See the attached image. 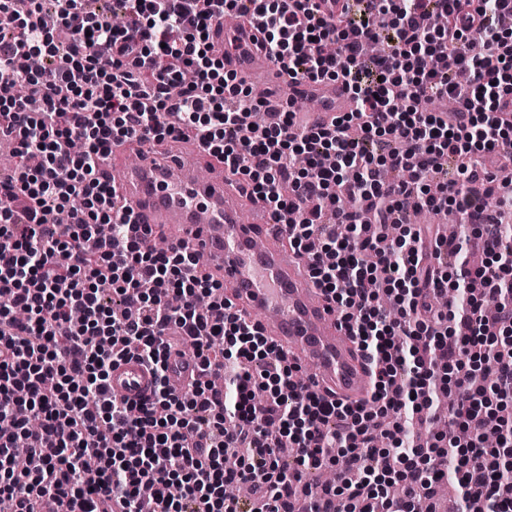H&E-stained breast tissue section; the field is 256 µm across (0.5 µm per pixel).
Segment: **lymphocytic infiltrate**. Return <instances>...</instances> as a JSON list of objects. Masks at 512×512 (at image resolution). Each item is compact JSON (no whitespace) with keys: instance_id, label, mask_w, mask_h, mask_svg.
Instances as JSON below:
<instances>
[{"instance_id":"lymphocytic-infiltrate-1","label":"lymphocytic infiltrate","mask_w":512,"mask_h":512,"mask_svg":"<svg viewBox=\"0 0 512 512\" xmlns=\"http://www.w3.org/2000/svg\"><path fill=\"white\" fill-rule=\"evenodd\" d=\"M55 2L47 25L42 0H0V120L22 159L0 178V503L239 512L224 487L242 483L265 512H295L300 493L326 512H433L452 479L463 512H512V419L499 413L512 403V232L486 204L512 177L483 163L512 156V0H343L332 24L317 0H115L119 26L89 0ZM239 6L292 82L350 92L334 129L298 127L286 109L249 125V90L211 38ZM383 31L386 53L368 59ZM435 98L454 109L429 111ZM189 130L274 213H296L293 250H321L311 275L374 368L370 402L319 396L197 257L141 246L102 166L114 142ZM451 160L457 180L431 193ZM423 208L459 215L458 236L426 248L408 221ZM445 253L449 271L434 264ZM184 345L200 374L179 393L168 359ZM126 357L154 375L137 404L107 384ZM483 370L494 384H472ZM440 390L454 396L445 445L403 453ZM323 467L335 483L306 481Z\"/></svg>"}]
</instances>
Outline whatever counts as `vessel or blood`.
<instances>
[{
    "instance_id": "obj_1",
    "label": "vessel or blood",
    "mask_w": 512,
    "mask_h": 512,
    "mask_svg": "<svg viewBox=\"0 0 512 512\" xmlns=\"http://www.w3.org/2000/svg\"><path fill=\"white\" fill-rule=\"evenodd\" d=\"M262 39V31L236 12L221 19L215 36L224 48L225 69L273 89L289 78L285 66L261 49ZM310 98L321 103L307 117L311 126L330 124L351 102L341 85L321 82L293 86L289 98L273 95L267 104L278 108L288 100L298 112ZM135 147L138 163L113 181L123 207L142 226L144 244L163 236L171 247L204 256L206 273L223 281L224 295L234 307L245 310L250 323L272 320V335L286 360L311 367L306 379L311 389L345 402L369 400V363L357 354L336 310L311 279L307 261L283 248L286 225L261 203L251 222L241 221L246 192L227 179L218 156L202 149L187 156L144 141ZM170 366V383L180 392L199 374L185 358L171 357ZM152 386L151 371L138 360H122L112 368L109 388L117 398L139 400Z\"/></svg>"
}]
</instances>
